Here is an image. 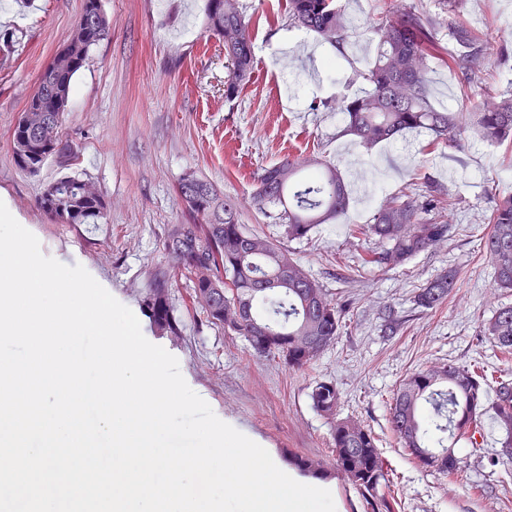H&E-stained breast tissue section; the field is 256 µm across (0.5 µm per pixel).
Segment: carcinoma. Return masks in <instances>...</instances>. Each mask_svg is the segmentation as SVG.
<instances>
[{"mask_svg": "<svg viewBox=\"0 0 512 512\" xmlns=\"http://www.w3.org/2000/svg\"><path fill=\"white\" fill-rule=\"evenodd\" d=\"M394 19L377 32L376 56L367 71L359 73L369 83L351 96L324 102L330 111L344 115L340 133L370 149L407 130H425L433 144H453L465 130L462 113L436 106L431 100L428 62L439 59L459 79L463 97L482 87L484 59L501 54L500 46L484 39L459 18L448 20L452 48L442 52L436 26L425 13L403 2L393 5ZM208 20L213 34L224 39V56L230 78L224 98L234 100L249 81L254 63V43L240 0H208ZM289 26L316 33L341 50L348 42V27L337 0H288ZM110 31L102 0H85L82 16L65 46L68 63L52 61L41 73L25 111L13 128L12 151L17 166L36 173L45 155L58 153L72 163L78 152L62 144L59 129L67 110L73 76L86 64L91 48ZM474 121L488 142H512V93L484 94ZM85 180L62 176L47 184L39 205L58 224H96L106 216L103 194L87 195ZM425 194L406 202H390L372 223L350 229V237L376 239L380 247L361 255L363 267L385 270L403 266L416 255L447 241L452 225L444 219L455 199L441 185L423 176ZM177 194L184 221L174 224L163 241L164 250L194 277L192 300L208 296L201 304L207 322L244 337L254 354L278 356L288 369L303 372L340 334L342 307L332 302L288 250L277 240L248 230L239 223L235 201L220 196L211 184L193 174L179 182ZM255 198L281 208L283 237L303 240L322 224L345 214L350 194L336 166L327 160L284 161L258 176ZM485 223L489 228L484 250L494 266L496 287L512 291V192L497 197ZM294 276L288 283L270 286V278L283 266ZM455 288L453 274H443L421 288L414 304L426 311L442 306ZM142 307L152 332L175 340L179 327L168 302L165 276L153 278ZM245 321H234L237 311ZM265 326L272 337L261 345L253 324ZM404 320L388 306L382 311V333L395 336ZM501 360L512 361V306L497 308L482 327ZM309 398L313 408L331 423V452L337 468L358 473L355 488L370 512H395L398 502L388 471L370 429L353 417L340 418L342 395L336 383L317 381ZM389 423L401 447L413 462L448 478L464 480L461 463L432 468L416 449L442 456L463 442L481 448L484 420L491 418L500 432V456L512 460V379L490 386L484 365L461 367L453 362L412 372L399 385L389 404ZM288 464L305 476L326 477L321 460L298 454Z\"/></svg>", "mask_w": 512, "mask_h": 512, "instance_id": "carcinoma-1", "label": "carcinoma"}]
</instances>
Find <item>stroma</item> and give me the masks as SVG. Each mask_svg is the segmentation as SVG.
<instances>
[{
    "mask_svg": "<svg viewBox=\"0 0 512 512\" xmlns=\"http://www.w3.org/2000/svg\"><path fill=\"white\" fill-rule=\"evenodd\" d=\"M29 2L0 0V31L15 40L14 53L0 58V200L38 238L43 254L82 265L135 312L151 277L166 272L181 337L155 335L141 316L143 335L175 356L190 388L219 419L259 442L275 464L296 452L333 465L331 424L308 397L314 382L329 380L342 392L341 415L359 418L377 435L397 485V512H512V462L496 461L497 432L488 431L481 451L455 447L468 475L455 483L416 467L388 420L393 392L411 372L448 361L503 367L480 329L498 307L512 305V292L495 291L482 237L493 198L512 191V146L470 132L461 147L434 151L424 132L367 149L340 136V113L312 108L364 87L355 73L367 68L377 42L373 30L390 18L393 0H341L346 11L359 3L361 17L349 27L347 62L332 68L333 47L289 27L287 0H245L254 70L231 102L224 99L230 74L224 42L208 27L207 0H102L111 30L75 75L61 126L78 163L53 156L35 175L16 165L11 131L40 73L70 39L84 0H37L34 10ZM462 12L483 37L512 52V0H463ZM430 68L435 105L473 111L475 100L462 99L447 67L435 60ZM314 156L333 161L345 182L356 170L373 181L337 223L286 244L345 310L336 343L299 373L207 323L192 302L189 274L174 267L162 242L168 227L182 221L177 185L188 173L236 201L240 223L281 239L277 209L253 201L256 177L286 158ZM66 174L104 193L101 223L59 224L39 207L43 188ZM426 174L460 200L449 215L451 239L401 267L363 268L361 255L377 243L349 240V226L370 223L382 205L411 194ZM448 270L457 278L448 301L433 311L417 309L418 289ZM386 305L408 317L392 338L380 331Z\"/></svg>",
    "mask_w": 512,
    "mask_h": 512,
    "instance_id": "obj_1",
    "label": "stroma"
}]
</instances>
